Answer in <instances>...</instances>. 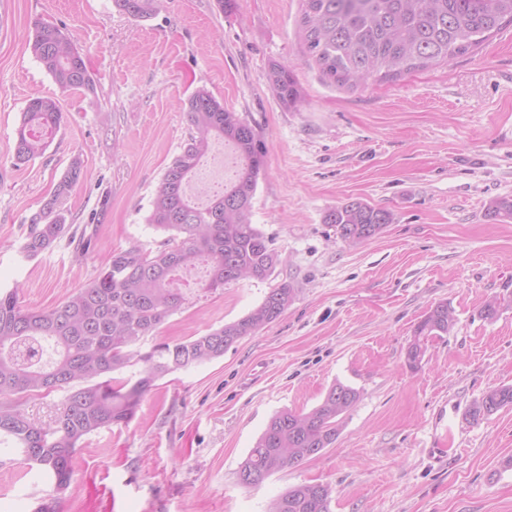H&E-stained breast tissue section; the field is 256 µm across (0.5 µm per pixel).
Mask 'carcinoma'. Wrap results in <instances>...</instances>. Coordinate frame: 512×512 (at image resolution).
<instances>
[{
    "mask_svg": "<svg viewBox=\"0 0 512 512\" xmlns=\"http://www.w3.org/2000/svg\"><path fill=\"white\" fill-rule=\"evenodd\" d=\"M299 35L322 75L356 87L368 80L396 78L435 62L468 53L512 24V0H303ZM161 0H113L135 20H148ZM27 48L63 92L94 91L83 54L65 29L36 22ZM266 81L279 101L294 108L301 90L288 67L273 63ZM193 129L181 152L165 169L151 200L147 224L164 235L155 250L132 246L112 253L98 278L64 301L37 312L22 309L17 290L0 291V436L10 437L27 460L40 466L60 489L73 478L72 460L87 436L126 423L157 380L224 355L233 344L275 321L292 304L297 288L282 282L245 317L193 340L132 350L143 337L181 309L175 282L181 272L206 267L201 287L216 291L242 279L265 280L280 263L271 240L251 222L252 199L264 168L256 130L239 113L224 108L208 89L198 88L185 102ZM65 115L55 96L28 100L17 128L14 165L44 154ZM220 139L234 154V171L207 201L187 196L192 176ZM83 178L78 158L52 195L26 224L23 252L35 257L66 231L65 207ZM485 217L512 220V198L489 202ZM323 221L346 243L357 245L395 223L392 211L352 200L329 209ZM454 325L448 304L431 308L418 323L407 350L412 368L422 361L425 341L448 334ZM143 364L139 377L114 384L108 375ZM61 391L54 418L44 423L27 416L12 398ZM359 391L337 382L309 412L274 415L238 472L239 482L257 486L275 472L331 447L342 416ZM512 406V386L487 392L472 417ZM331 490L323 484L289 489L269 512H330Z\"/></svg>",
    "mask_w": 512,
    "mask_h": 512,
    "instance_id": "cac0c4a2",
    "label": "carcinoma"
}]
</instances>
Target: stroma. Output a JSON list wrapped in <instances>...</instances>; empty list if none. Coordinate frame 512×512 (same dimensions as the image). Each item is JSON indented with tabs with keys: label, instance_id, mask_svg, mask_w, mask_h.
I'll list each match as a JSON object with an SVG mask.
<instances>
[{
	"label": "stroma",
	"instance_id": "1",
	"mask_svg": "<svg viewBox=\"0 0 512 512\" xmlns=\"http://www.w3.org/2000/svg\"><path fill=\"white\" fill-rule=\"evenodd\" d=\"M302 0H162L136 21L113 0H0V290L40 311L94 281L112 252L157 248L145 222L155 187L191 133L185 100L207 88L255 128L265 165L252 222L281 257L266 280L244 279L186 301L140 350L195 339L245 317L284 281L298 290L274 322L223 357L156 381L134 418L87 437L57 490L11 444L0 445V512H268L288 488L322 483L331 512H512V406L471 418L491 389L512 386V221L485 218L512 197V26L473 52L353 88L324 78L298 36ZM66 27L94 90L59 93L27 48L34 21ZM302 99L284 107L271 63ZM59 94L65 122L45 153L13 164L28 100ZM84 177L67 222L100 224L76 256L62 237L38 256L24 226L72 158ZM361 200L394 224L350 246L324 223ZM490 296L492 320L479 309ZM448 304L455 325L406 352L424 314ZM360 398L335 444L249 487L238 471L269 420L308 411L335 382ZM266 81L285 107L291 109L298 105L301 100V90L288 67L272 63L266 72Z\"/></svg>",
	"mask_w": 512,
	"mask_h": 512
}]
</instances>
